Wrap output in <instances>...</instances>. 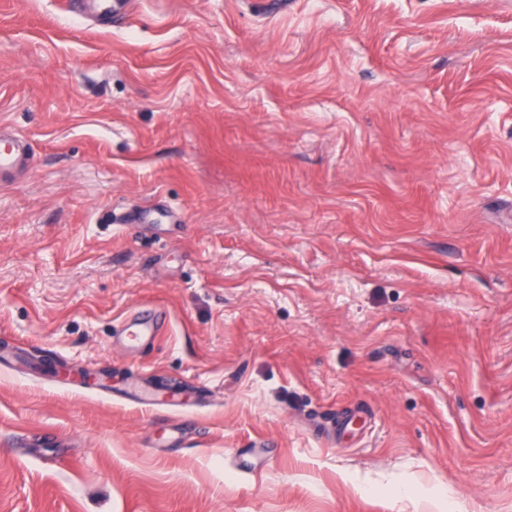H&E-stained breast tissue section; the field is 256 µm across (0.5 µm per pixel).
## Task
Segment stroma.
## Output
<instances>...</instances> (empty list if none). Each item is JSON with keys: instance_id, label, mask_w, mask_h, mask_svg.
Wrapping results in <instances>:
<instances>
[{"instance_id": "stroma-1", "label": "stroma", "mask_w": 512, "mask_h": 512, "mask_svg": "<svg viewBox=\"0 0 512 512\" xmlns=\"http://www.w3.org/2000/svg\"><path fill=\"white\" fill-rule=\"evenodd\" d=\"M87 2L0 0V512H512V0ZM30 152L25 141L14 131L0 126V181L28 164ZM165 312L162 310L150 309L146 314L139 316L133 326L137 330L126 337L127 345L137 343L144 336H155L164 325Z\"/></svg>"}]
</instances>
